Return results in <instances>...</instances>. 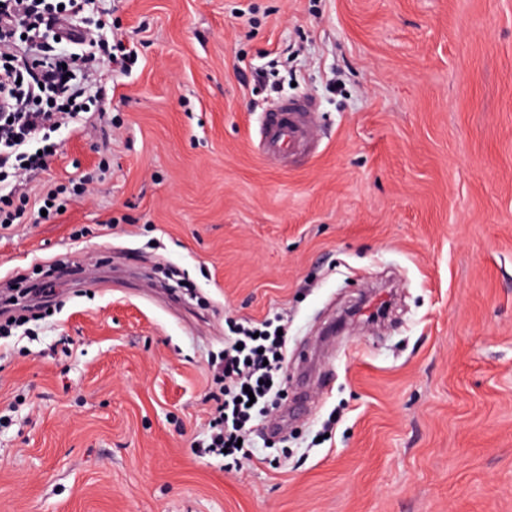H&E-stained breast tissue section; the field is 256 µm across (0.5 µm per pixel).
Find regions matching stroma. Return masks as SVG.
<instances>
[{
	"mask_svg": "<svg viewBox=\"0 0 512 512\" xmlns=\"http://www.w3.org/2000/svg\"><path fill=\"white\" fill-rule=\"evenodd\" d=\"M133 45L0 229V512H512V0H93ZM315 104L270 163L262 113ZM64 212L43 219L46 192ZM392 284L383 325L324 328ZM288 323L279 434L202 454L227 319Z\"/></svg>",
	"mask_w": 512,
	"mask_h": 512,
	"instance_id": "1",
	"label": "stroma"
}]
</instances>
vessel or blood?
<instances>
[{
  "label": "vessel or blood",
  "instance_id": "obj_1",
  "mask_svg": "<svg viewBox=\"0 0 512 512\" xmlns=\"http://www.w3.org/2000/svg\"><path fill=\"white\" fill-rule=\"evenodd\" d=\"M314 108L309 98L286 99L266 111L260 127L259 148L274 157L305 152L314 140Z\"/></svg>",
  "mask_w": 512,
  "mask_h": 512
}]
</instances>
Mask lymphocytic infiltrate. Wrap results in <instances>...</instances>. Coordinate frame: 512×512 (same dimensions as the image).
Returning a JSON list of instances; mask_svg holds the SVG:
<instances>
[{"mask_svg": "<svg viewBox=\"0 0 512 512\" xmlns=\"http://www.w3.org/2000/svg\"><path fill=\"white\" fill-rule=\"evenodd\" d=\"M90 0H0V175L34 173L39 145L92 103L100 63L127 71L135 48L94 31H77ZM287 338L273 320L236 324L224 355L211 365L219 388L205 449L250 460L248 425L273 410L282 392Z\"/></svg>", "mask_w": 512, "mask_h": 512, "instance_id": "f902f5d3", "label": "lymphocytic infiltrate"}]
</instances>
